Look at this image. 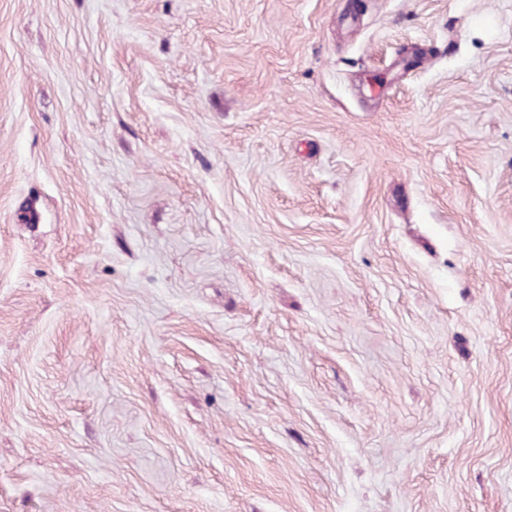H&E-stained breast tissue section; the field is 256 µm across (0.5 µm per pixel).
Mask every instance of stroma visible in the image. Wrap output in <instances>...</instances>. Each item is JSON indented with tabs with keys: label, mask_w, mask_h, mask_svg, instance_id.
Returning a JSON list of instances; mask_svg holds the SVG:
<instances>
[{
	"label": "stroma",
	"mask_w": 512,
	"mask_h": 512,
	"mask_svg": "<svg viewBox=\"0 0 512 512\" xmlns=\"http://www.w3.org/2000/svg\"><path fill=\"white\" fill-rule=\"evenodd\" d=\"M0 512H512V0H0Z\"/></svg>",
	"instance_id": "stroma-1"
}]
</instances>
